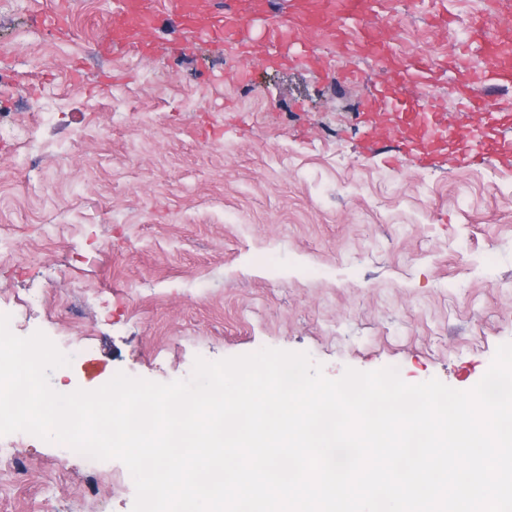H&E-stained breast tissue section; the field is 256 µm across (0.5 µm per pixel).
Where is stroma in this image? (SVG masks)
Listing matches in <instances>:
<instances>
[{
  "instance_id": "1",
  "label": "stroma",
  "mask_w": 512,
  "mask_h": 512,
  "mask_svg": "<svg viewBox=\"0 0 512 512\" xmlns=\"http://www.w3.org/2000/svg\"><path fill=\"white\" fill-rule=\"evenodd\" d=\"M0 0V314L42 297L15 335L43 332L69 366L55 391L116 373L189 378L196 358L307 353L330 378L397 368L473 388L512 342V161L461 165L488 133L512 140V86L454 67L484 0H373L385 55L315 31L270 44L239 22L243 58L169 26L148 54L111 38L115 0ZM418 87L396 83L412 62ZM362 73V81L347 72ZM438 101L444 133L415 165L395 99ZM486 109L461 110L459 98ZM0 468V512H132L111 459L22 435Z\"/></svg>"
}]
</instances>
